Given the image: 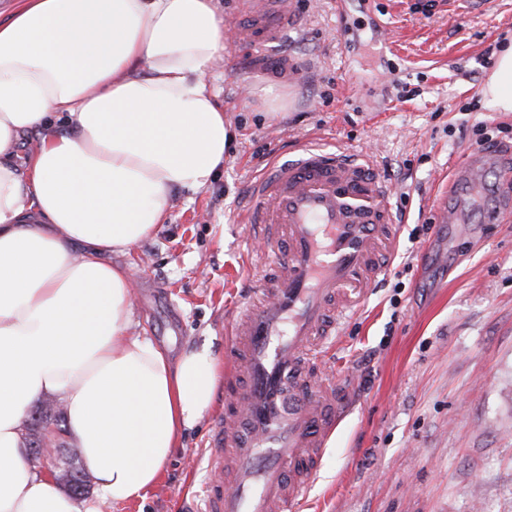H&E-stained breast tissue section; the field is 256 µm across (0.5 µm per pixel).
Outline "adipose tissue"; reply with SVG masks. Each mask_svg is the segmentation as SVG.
Returning <instances> with one entry per match:
<instances>
[{
  "mask_svg": "<svg viewBox=\"0 0 512 512\" xmlns=\"http://www.w3.org/2000/svg\"><path fill=\"white\" fill-rule=\"evenodd\" d=\"M223 55L213 0H15L0 22V512L145 498L214 403L208 348L131 335L132 269L114 258L223 167L232 134L205 83ZM484 99L512 112V46ZM54 396L91 496L27 462L21 422Z\"/></svg>",
  "mask_w": 512,
  "mask_h": 512,
  "instance_id": "1",
  "label": "adipose tissue"
}]
</instances>
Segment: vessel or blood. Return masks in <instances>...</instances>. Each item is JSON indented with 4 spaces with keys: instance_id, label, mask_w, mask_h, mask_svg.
<instances>
[{
    "instance_id": "b4317fda",
    "label": "vessel or blood",
    "mask_w": 512,
    "mask_h": 512,
    "mask_svg": "<svg viewBox=\"0 0 512 512\" xmlns=\"http://www.w3.org/2000/svg\"><path fill=\"white\" fill-rule=\"evenodd\" d=\"M294 3L241 0L234 32L248 50L247 78L298 76L293 56L279 51L297 19ZM491 167L478 148L457 164L458 203L442 223H464ZM242 217L266 249L254 299L225 340L227 399L210 438L203 512H286L305 499L342 416L324 357L384 273L400 226L369 160L308 145L258 176Z\"/></svg>"
}]
</instances>
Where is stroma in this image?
Segmentation results:
<instances>
[{
  "label": "stroma",
  "instance_id": "stroma-1",
  "mask_svg": "<svg viewBox=\"0 0 512 512\" xmlns=\"http://www.w3.org/2000/svg\"><path fill=\"white\" fill-rule=\"evenodd\" d=\"M283 43L296 81L244 82V51L225 42L208 83L234 140L218 177L178 193L166 223L125 256L133 335L173 355L224 356L225 329L249 301L256 260L239 221L272 155L306 144L370 152L401 223L376 288L326 360L354 384L300 512H512V213L436 222L453 204L448 173L493 135L512 154V112L484 87L512 41V0L450 11L446 0H296ZM224 408L185 429L145 499L102 512H199L197 461Z\"/></svg>",
  "mask_w": 512,
  "mask_h": 512
}]
</instances>
